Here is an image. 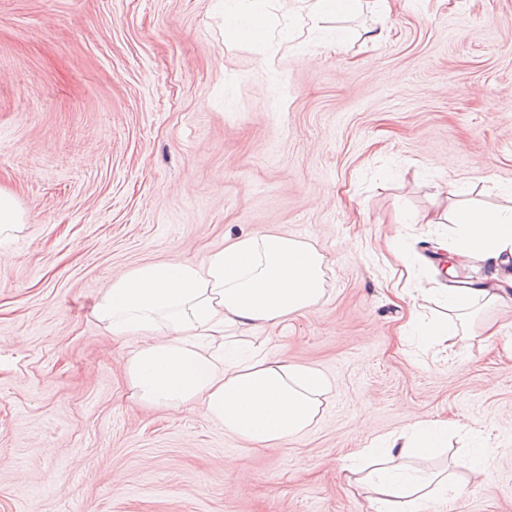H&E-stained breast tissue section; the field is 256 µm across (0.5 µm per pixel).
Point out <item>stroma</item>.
Returning a JSON list of instances; mask_svg holds the SVG:
<instances>
[{
	"instance_id": "obj_1",
	"label": "stroma",
	"mask_w": 512,
	"mask_h": 512,
	"mask_svg": "<svg viewBox=\"0 0 512 512\" xmlns=\"http://www.w3.org/2000/svg\"><path fill=\"white\" fill-rule=\"evenodd\" d=\"M269 26L229 40L221 0H0V189L26 217L0 244V512H371L343 467L438 420L463 428L413 467L468 483L454 512H512V288L451 348L399 335L442 312L431 241L512 204V0H394L382 23L271 0ZM264 232L313 244L326 294L244 337L331 388L257 447L135 400L92 307L141 262Z\"/></svg>"
}]
</instances>
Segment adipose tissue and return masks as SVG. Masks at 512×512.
Listing matches in <instances>:
<instances>
[{"mask_svg":"<svg viewBox=\"0 0 512 512\" xmlns=\"http://www.w3.org/2000/svg\"><path fill=\"white\" fill-rule=\"evenodd\" d=\"M268 0H224L225 35L263 43ZM450 263L447 305L453 320L411 317L409 335L427 344L450 341L472 317L475 299L499 304L491 288L460 285L457 270L485 264L494 279L512 281V207L476 209L439 244ZM324 259L310 243L276 234L247 235L204 261L145 262L114 279L93 314L130 349L124 372L139 399L170 410L199 406L235 438L267 446L301 435L316 419L330 382L315 367L247 355L235 335L276 327L316 306L325 295ZM449 425H413L382 439L379 466L348 468L365 485L372 512H425L428 502L453 503L467 493L447 476L405 471L402 463L440 453Z\"/></svg>","mask_w":512,"mask_h":512,"instance_id":"adipose-tissue-1","label":"adipose tissue"}]
</instances>
